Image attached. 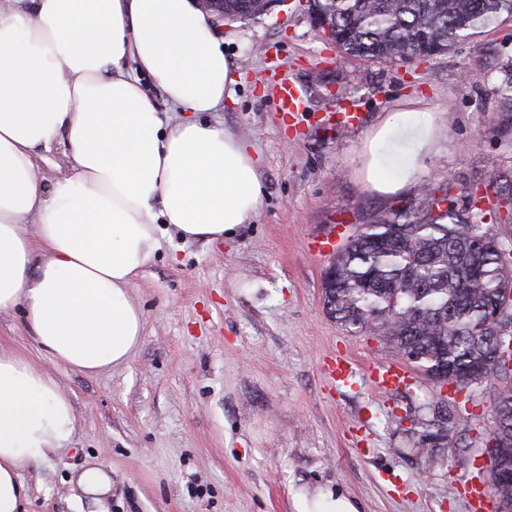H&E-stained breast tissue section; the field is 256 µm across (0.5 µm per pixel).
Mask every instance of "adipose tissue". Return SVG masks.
I'll use <instances>...</instances> for the list:
<instances>
[{
    "mask_svg": "<svg viewBox=\"0 0 512 512\" xmlns=\"http://www.w3.org/2000/svg\"><path fill=\"white\" fill-rule=\"evenodd\" d=\"M235 82L197 0H0V310L22 308L50 361L86 375L126 363L144 329L129 286L165 227L218 241L257 214L264 188L247 145L198 118ZM438 134L430 112L383 117L360 148L364 184L416 186ZM396 140L405 161L388 178L379 148ZM57 141L69 170L47 183L37 160ZM74 425L50 376L0 353V512H21L20 468Z\"/></svg>",
    "mask_w": 512,
    "mask_h": 512,
    "instance_id": "ef3b65f1",
    "label": "adipose tissue"
}]
</instances>
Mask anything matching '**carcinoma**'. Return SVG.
Wrapping results in <instances>:
<instances>
[{
	"label": "carcinoma",
	"mask_w": 512,
	"mask_h": 512,
	"mask_svg": "<svg viewBox=\"0 0 512 512\" xmlns=\"http://www.w3.org/2000/svg\"><path fill=\"white\" fill-rule=\"evenodd\" d=\"M265 14L267 0H224V13ZM324 17L328 43L350 56L392 64L475 43L503 17L512 0H307ZM498 87L512 121V67ZM454 178L421 188L409 204L362 224L328 264L327 314L352 336H371L441 388L460 392L509 370L503 322L512 325V249L494 227L512 224V172L491 170L451 195ZM406 429L416 456L445 467L450 436L448 397L409 412ZM485 441L486 481L495 501L512 512V386L499 389Z\"/></svg>",
	"instance_id": "cac0c4a2"
}]
</instances>
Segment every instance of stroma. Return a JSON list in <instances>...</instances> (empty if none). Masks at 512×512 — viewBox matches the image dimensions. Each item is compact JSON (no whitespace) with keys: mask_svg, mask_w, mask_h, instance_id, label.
Segmentation results:
<instances>
[{"mask_svg":"<svg viewBox=\"0 0 512 512\" xmlns=\"http://www.w3.org/2000/svg\"><path fill=\"white\" fill-rule=\"evenodd\" d=\"M215 28L239 79L231 100L199 118L251 147L263 203L225 240L161 237L129 287L144 331L124 365L94 376L52 365L22 309L0 311V352L50 374L76 417L68 447L21 467L27 512H83L76 479L90 463L112 477L102 512H299V492L326 490L360 512H469L464 484L489 464L484 441L505 376L471 385L470 401L452 405L460 445L448 449L449 466L423 465L405 434L406 407L435 398L434 385L379 395L364 377L328 378L336 355L363 366L389 352L327 314L328 261L307 242L414 199L412 189L373 193L358 174L363 140L389 113L437 117L423 183L512 171V130L499 128L495 93L512 63V17L479 42L405 65L337 52L316 36L305 0ZM284 78L304 91L294 127L273 94ZM350 99L364 114L359 127L322 123Z\"/></svg>","mask_w":512,"mask_h":512,"instance_id":"35a3bbf8","label":"stroma"}]
</instances>
